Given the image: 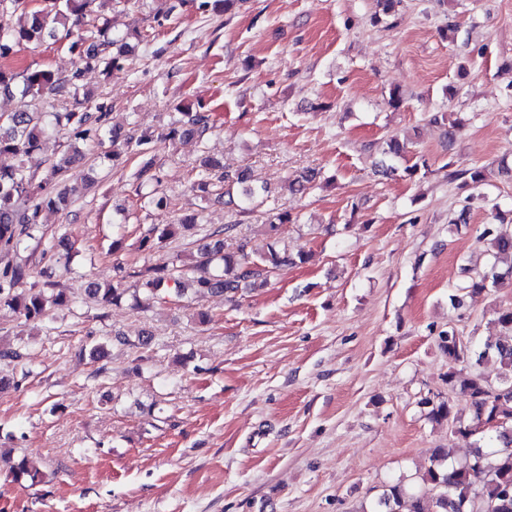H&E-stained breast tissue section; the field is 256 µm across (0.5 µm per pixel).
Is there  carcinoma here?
I'll return each instance as SVG.
<instances>
[{
  "mask_svg": "<svg viewBox=\"0 0 512 512\" xmlns=\"http://www.w3.org/2000/svg\"><path fill=\"white\" fill-rule=\"evenodd\" d=\"M103 0H42L38 8L27 0H0V60H7L24 47H37L53 40L68 41V49L77 55L80 67L69 78H60L44 67H28L21 72L0 66V95L19 96L21 109L6 116L0 115V158L7 164L0 166V251L16 253L31 241H39L41 213L45 208L62 207L69 203L66 191L52 179L65 175L80 163L82 155L75 150L52 165L51 178L34 184V176L26 167L25 157L39 148L48 128L65 130L75 140H98L108 137L109 147L104 158L116 160L128 153L147 154L151 138L134 137L119 128H109L112 104L104 98L91 100L80 84L86 68H96L105 79L130 72L129 58L133 46L126 38L110 33L106 26L95 30H82L83 20L97 12ZM200 13L228 11L235 0H191ZM70 100L72 108L65 112L49 111L43 96L46 92ZM187 120L172 127L168 138L193 137L205 143L213 128L208 112H185ZM388 157L378 163L385 175L402 171L410 179L428 170L424 162L409 163L405 147L392 137L387 142ZM448 179L461 180L475 186L486 180L485 169H455L453 162L446 164ZM227 182L224 194L227 203L235 204L233 186L246 182L244 174L235 178L224 174V164L210 156L200 162V172L192 189L209 191L213 178ZM298 219L288 211L277 212L268 224L269 242L261 247L244 243L236 253L224 251V238L237 230L235 224H220L205 234V242L197 245V255L171 270L158 269L145 283V301L155 303L168 297H181L185 287L195 289L200 297L210 293L236 295L243 288H265L271 283L276 270L288 264L305 262L304 255L293 258L279 251L283 226L295 224ZM200 224L198 215L190 214L179 220V227L192 229ZM504 217L497 212L494 222L484 225L478 239L487 243L491 262L487 270L475 275L463 269L465 287L477 293L488 285L512 281V230L503 228ZM156 224L140 240V248L150 250L169 239L177 227ZM29 277L25 264L6 263L0 270V306L11 308L26 322H39L50 313V308L69 306L71 296L66 289L21 288ZM127 289L123 277L115 275L112 284L103 288L95 283L89 289L99 296L103 304L116 305L122 301ZM497 324L502 335L481 345H467L450 328L439 334L441 351L448 362L455 364L475 358L479 362L486 356L494 357L503 369L500 385L493 387L475 376L459 379L453 370L448 372V384L459 385L469 396L472 416L461 420L450 401L421 399L420 405L429 419L436 423H455V433L476 437L468 460L448 462V451L434 450L430 465L419 476L420 485L402 482L386 486L377 498L371 512H472L482 504L489 512H512V307L497 311ZM24 345L0 346V361L19 362L24 358ZM14 479L41 482V472L22 457L11 469Z\"/></svg>",
  "mask_w": 512,
  "mask_h": 512,
  "instance_id": "carcinoma-1",
  "label": "carcinoma"
}]
</instances>
